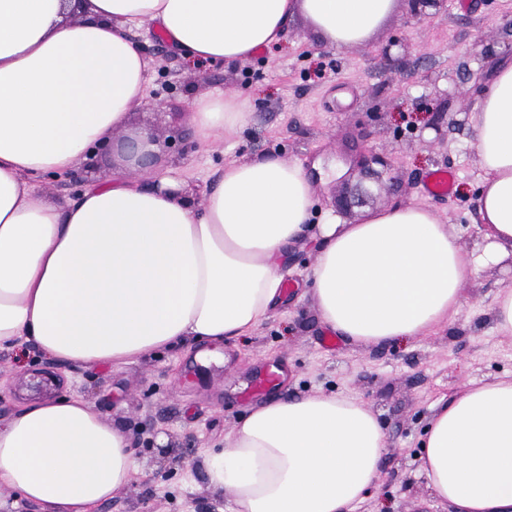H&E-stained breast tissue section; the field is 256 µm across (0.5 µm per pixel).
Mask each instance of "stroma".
<instances>
[{
  "instance_id": "35a3bbf8",
  "label": "stroma",
  "mask_w": 512,
  "mask_h": 512,
  "mask_svg": "<svg viewBox=\"0 0 512 512\" xmlns=\"http://www.w3.org/2000/svg\"><path fill=\"white\" fill-rule=\"evenodd\" d=\"M148 63V97L134 107L129 130L153 129L169 143L161 162L176 167L203 195L224 164L273 153L342 178L315 183V223L352 224L368 211L419 203L461 230L466 249L484 237L476 207L483 176L469 114L499 63L512 59V0H442L413 18L399 4L365 44L328 46L302 16L278 45L249 59L192 64L149 23L131 25ZM392 45V60L379 50ZM238 94L250 103L246 126L223 143L195 142L187 107L195 95ZM119 157L79 159L69 176L36 182L64 202L89 182L119 172ZM437 167L456 171L452 194L431 198L422 183ZM316 260L308 241L289 249L284 269L296 288L243 341L228 340L216 358L193 346L120 366L84 368L29 353H0V422L43 400L38 370L60 375L61 394L77 396L131 439L138 472L94 512H231L229 494L210 485L200 457L220 449L238 419L278 397H360L378 416L386 453L366 500L351 512H448L427 486L419 440L434 408L471 381L512 373V335L499 334L490 308L512 286V268L486 267L463 290V305L429 336L398 345L337 340L306 286Z\"/></svg>"
}]
</instances>
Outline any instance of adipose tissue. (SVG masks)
Wrapping results in <instances>:
<instances>
[{"label":"adipose tissue","mask_w":512,"mask_h":512,"mask_svg":"<svg viewBox=\"0 0 512 512\" xmlns=\"http://www.w3.org/2000/svg\"><path fill=\"white\" fill-rule=\"evenodd\" d=\"M397 0H0V352L35 345L86 368L249 336L280 301L289 246L317 244L309 285L343 339L390 345L458 313L464 283L512 260V62L469 117L484 173L487 233L466 250L420 204L354 224L311 223L310 174L273 154L225 164L202 202L187 181L119 175L57 203L38 177L69 173L143 102L147 63L127 34L150 22L196 63L245 60L303 16L325 43H366ZM200 142L248 120L238 96L188 108ZM386 452L357 397L272 399L248 410L223 450H204L232 512H348ZM419 458L452 512H512V374L472 381L435 409ZM136 473L129 439L74 397L28 405L0 424V485L41 512H92Z\"/></svg>","instance_id":"obj_1"}]
</instances>
